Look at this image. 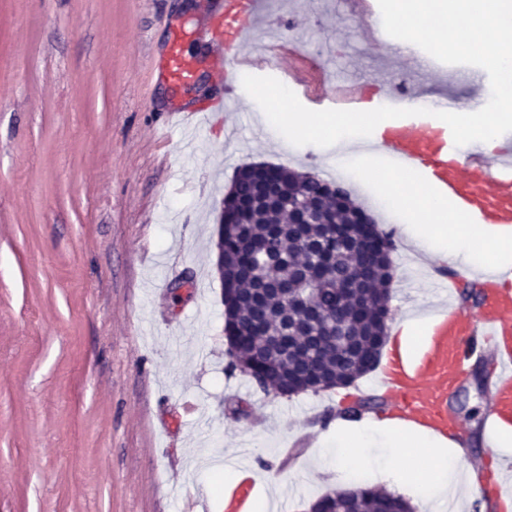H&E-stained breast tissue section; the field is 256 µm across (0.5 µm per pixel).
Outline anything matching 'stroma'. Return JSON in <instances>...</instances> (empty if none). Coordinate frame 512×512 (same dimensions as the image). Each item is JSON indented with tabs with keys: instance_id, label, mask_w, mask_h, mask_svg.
Returning <instances> with one entry per match:
<instances>
[{
	"instance_id": "35a3bbf8",
	"label": "stroma",
	"mask_w": 512,
	"mask_h": 512,
	"mask_svg": "<svg viewBox=\"0 0 512 512\" xmlns=\"http://www.w3.org/2000/svg\"><path fill=\"white\" fill-rule=\"evenodd\" d=\"M269 34L299 55L431 95L466 84L422 73L370 48L338 0H264ZM206 0H0V512H223L224 462L273 471L287 512L342 484L313 466L314 443L347 387L292 397L227 374L224 303L214 269L221 203L238 169L281 165L335 177L330 150L294 146L251 97L239 134L202 119L156 131L171 104L222 93ZM198 81L173 83L160 63L174 30ZM392 254L390 327L431 300L433 280ZM484 377L468 367L450 405L473 484L512 474L487 458Z\"/></svg>"
}]
</instances>
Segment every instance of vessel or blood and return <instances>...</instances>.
<instances>
[{
	"label": "vessel or blood",
	"mask_w": 512,
	"mask_h": 512,
	"mask_svg": "<svg viewBox=\"0 0 512 512\" xmlns=\"http://www.w3.org/2000/svg\"><path fill=\"white\" fill-rule=\"evenodd\" d=\"M211 27L209 39L216 44L212 62H230L236 69L259 66L250 51V35L263 12V0H207ZM355 13L371 46L380 41L377 0H357ZM166 77L186 83L196 69L177 48L164 59ZM326 70L321 56L310 57L293 76L294 84L317 104L336 109L363 110L374 97L384 96L385 83L362 80L349 72L336 74L333 92L317 90ZM240 86L225 80L222 96L209 100L200 114L221 113L227 100H239ZM365 148L381 151L389 166L416 173L422 182L443 192L457 209L476 223L512 228V139L501 141L495 153L473 143L456 147L447 124L430 116L396 119L383 130L372 131ZM485 300L474 315L456 308L429 314L430 330L414 359L391 350L377 378V388L390 415L415 424L434 435L458 439L465 432L463 419L448 408V400L461 384L466 360L477 340L495 343L494 376L485 382L490 424H512V266L476 275ZM242 479L224 490V512H252L256 475L243 468Z\"/></svg>",
	"instance_id": "1"
}]
</instances>
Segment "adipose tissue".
Instances as JSON below:
<instances>
[{"mask_svg": "<svg viewBox=\"0 0 512 512\" xmlns=\"http://www.w3.org/2000/svg\"><path fill=\"white\" fill-rule=\"evenodd\" d=\"M276 125L292 131L315 130L325 141L343 148L341 164L357 162L364 177L376 179L381 194L398 198L405 211L425 213L426 223L404 224L400 234L430 259L472 270H491L512 262V233L488 224H477L433 191L420 189L410 195L403 179L381 172L379 155L354 152L363 133L357 116L339 113H300L284 109L270 113ZM320 447L336 449V471L349 474L350 462H363L383 451L387 469L418 477L417 461H425L429 473L414 501L418 512L452 502L455 512H467L472 486L461 463L462 452L448 440L425 434L398 420H337L335 428L319 438Z\"/></svg>", "mask_w": 512, "mask_h": 512, "instance_id": "ef3b65f1", "label": "adipose tissue"}]
</instances>
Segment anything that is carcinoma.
Listing matches in <instances>:
<instances>
[{
    "mask_svg": "<svg viewBox=\"0 0 512 512\" xmlns=\"http://www.w3.org/2000/svg\"><path fill=\"white\" fill-rule=\"evenodd\" d=\"M315 195L322 208L311 209L314 223L282 219L288 202L306 208ZM222 206L233 216L224 223L222 285L229 370L265 393L291 397L317 394L327 383L349 386L374 369L390 319L393 234L379 229L343 185L283 166L241 167ZM338 225L351 249L326 263L322 254L335 248ZM348 281L358 288L339 318L348 333L345 344L333 343L329 323L313 344L292 336L286 352L274 342L301 322L296 299L306 289L327 315L336 310V288ZM311 512H412V506L400 495L358 488L319 497Z\"/></svg>",
    "mask_w": 512,
    "mask_h": 512,
    "instance_id": "1",
    "label": "carcinoma"
}]
</instances>
